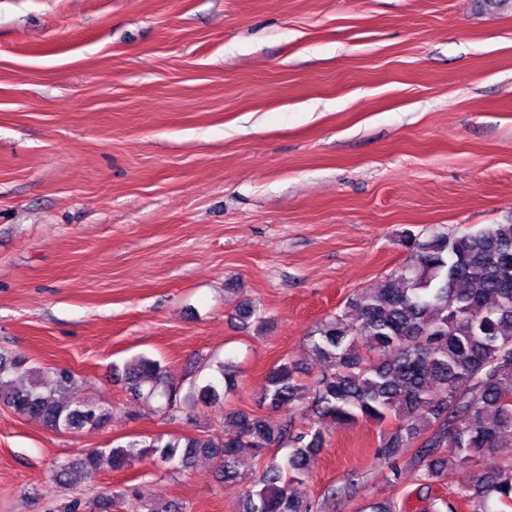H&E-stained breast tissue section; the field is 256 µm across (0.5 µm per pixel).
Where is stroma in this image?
<instances>
[{
  "mask_svg": "<svg viewBox=\"0 0 512 512\" xmlns=\"http://www.w3.org/2000/svg\"><path fill=\"white\" fill-rule=\"evenodd\" d=\"M512 219V14L473 0H0V353L39 380L71 369L99 428L53 432L0 405V512H65L113 492L238 512L244 478L208 458H144L57 485L51 466L159 434L220 436L261 411L270 370L309 381L311 333L408 255L405 234ZM257 303L262 324L242 325ZM144 354L177 387L237 368L224 400L177 420L132 399L117 369ZM295 493L317 512L457 502L470 469L425 490L376 454L370 422H325ZM351 486L331 499L327 486Z\"/></svg>",
  "mask_w": 512,
  "mask_h": 512,
  "instance_id": "35a3bbf8",
  "label": "stroma"
}]
</instances>
